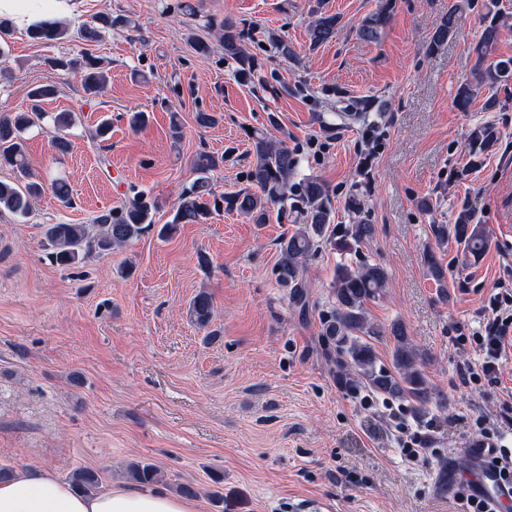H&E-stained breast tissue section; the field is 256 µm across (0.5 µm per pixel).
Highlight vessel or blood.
<instances>
[{"label":"vessel or blood","instance_id":"b4317fda","mask_svg":"<svg viewBox=\"0 0 512 512\" xmlns=\"http://www.w3.org/2000/svg\"><path fill=\"white\" fill-rule=\"evenodd\" d=\"M497 453L493 442H472L464 450L467 468L452 463L446 474L449 484L465 486L467 493L486 502L491 512H507L512 507V482L503 478L496 465Z\"/></svg>","mask_w":512,"mask_h":512}]
</instances>
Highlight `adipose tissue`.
Here are the masks:
<instances>
[{"label": "adipose tissue", "instance_id": "ef3b65f1", "mask_svg": "<svg viewBox=\"0 0 512 512\" xmlns=\"http://www.w3.org/2000/svg\"><path fill=\"white\" fill-rule=\"evenodd\" d=\"M73 0H0V16L24 28L70 14ZM0 512H202L199 500L161 491L111 487L83 495L42 469L0 480Z\"/></svg>", "mask_w": 512, "mask_h": 512}]
</instances>
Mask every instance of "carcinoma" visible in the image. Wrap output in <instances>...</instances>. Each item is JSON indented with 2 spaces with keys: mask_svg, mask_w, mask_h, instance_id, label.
<instances>
[{
  "mask_svg": "<svg viewBox=\"0 0 512 512\" xmlns=\"http://www.w3.org/2000/svg\"><path fill=\"white\" fill-rule=\"evenodd\" d=\"M472 0H453L429 38L427 49L433 52L455 36L462 20L472 9ZM395 0H380L377 9L368 14L357 28L360 39L377 43L390 21ZM503 15L497 11V3L485 5L483 30L474 47L476 55L470 78L458 85L456 106L465 111L479 97H485L483 106L491 111L497 99L484 96L493 88L512 81V57L495 58ZM123 23L120 18L108 14L98 17V24L84 25L78 35L84 42H95L104 29ZM340 16L321 12L308 26L310 46L317 47L335 37ZM29 38L35 41H58L69 38L70 28L66 23L54 21L46 25L35 24L26 29ZM268 39L277 53L285 60L295 56L288 39L273 32ZM243 36L236 24L224 20L221 41L224 58L236 64V75L245 84L255 82L256 68L246 55ZM63 69H73L81 77L84 91L89 95L99 93L106 84L102 61L89 52L81 59L58 62ZM57 88L41 85L30 90L28 105L20 112L0 116V163L12 168L15 180H0V210L26 218L31 213L33 200L44 191L40 181L31 179L25 147L24 132L44 118L41 104L53 97ZM54 149L61 155L69 152L70 142L64 132L76 123L73 112H57L51 116ZM254 158L249 181L252 188L242 189L222 197L225 210L237 212L254 224L270 222L273 206L292 202L301 216V224L295 231L279 241L278 277L291 289L293 300L301 303L307 295L304 278L307 261L322 245H330L342 256L336 265L332 279L333 305L322 314L324 335L328 336L336 357L334 362L344 386L351 390L367 388L375 396L407 398L412 402L413 412H424L431 403L429 384L422 372V355L412 343L401 322H394L385 330L371 321L367 315V304L380 299L388 284L387 270L378 263L353 264L350 256L357 255L361 245L372 235L369 224H336L328 189L313 176L298 177L300 160L296 153L283 143H275L257 130L249 132ZM472 150L484 153L498 142V131L491 125H479L470 135ZM220 160L213 155L200 154L194 161L197 178L179 196L176 217L173 223L163 224L158 236L169 238L180 224H203L211 215L210 199L215 197L211 172L219 167ZM50 188L60 202L69 207L73 196L69 184L55 179ZM156 203L144 192L134 193L132 199L118 210L109 209L97 215L92 224H44L42 235L49 256L59 267L71 269L82 264L89 255H109L121 250L154 227L153 215ZM432 234L437 249L448 247L454 241L463 254L464 262H475L485 253L489 241L483 229L470 223V215L463 214L455 224H434ZM424 264L432 279L441 288L445 287L447 270L438 262L433 250L424 253ZM190 316L197 325L205 328L213 318L211 296L201 291L190 302ZM387 335L393 349L391 367L379 364V359L370 340ZM130 480L143 486L165 481L164 473L151 463H135L130 466ZM73 487L80 493H94L99 488V476L93 470L81 469L72 475Z\"/></svg>",
  "mask_w": 512,
  "mask_h": 512,
  "instance_id": "1",
  "label": "carcinoma"
}]
</instances>
